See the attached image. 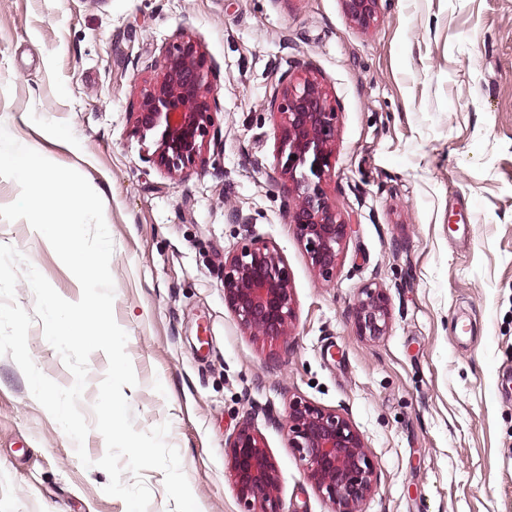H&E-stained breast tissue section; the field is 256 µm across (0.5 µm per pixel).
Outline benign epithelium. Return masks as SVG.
I'll return each mask as SVG.
<instances>
[{
    "label": "benign epithelium",
    "mask_w": 512,
    "mask_h": 512,
    "mask_svg": "<svg viewBox=\"0 0 512 512\" xmlns=\"http://www.w3.org/2000/svg\"><path fill=\"white\" fill-rule=\"evenodd\" d=\"M343 3L358 26L374 22L379 0ZM154 65L161 76L142 90L133 129L141 136L158 135L151 161L173 175L205 162V147L217 130L216 95L200 44L181 31ZM267 107L275 118L287 193L294 197L289 223L319 277L330 282L349 229L324 188L337 136L336 103L317 81L284 74ZM224 301L251 334L271 340L290 334L295 302L288 267L266 242L251 238L224 258ZM354 316L361 335H385L389 298L384 289L362 288ZM284 426L289 447L306 462L307 481L330 501L333 512H359L373 489L374 468L351 422L310 402L295 401L288 404ZM225 453L242 512H281L277 469L249 422L226 440Z\"/></svg>",
    "instance_id": "obj_1"
}]
</instances>
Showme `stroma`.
Wrapping results in <instances>:
<instances>
[{"label": "stroma", "instance_id": "stroma-1", "mask_svg": "<svg viewBox=\"0 0 512 512\" xmlns=\"http://www.w3.org/2000/svg\"><path fill=\"white\" fill-rule=\"evenodd\" d=\"M178 30L205 55L224 146L172 177L132 113ZM287 71L336 102L325 189L350 231L330 283L286 213L266 100ZM0 124L100 195L137 378L122 392L136 429L169 424L199 512H241L224 444L246 421L282 512H332L269 419L299 399L361 435L377 475L361 512H512V0H380L366 29L342 0H0ZM249 238L288 265L287 339L250 335L224 302V258ZM0 244L80 299L27 221L0 220ZM369 284L390 302L376 339L352 315ZM28 349L73 384L42 321ZM108 481L0 356V512H126Z\"/></svg>", "mask_w": 512, "mask_h": 512}]
</instances>
